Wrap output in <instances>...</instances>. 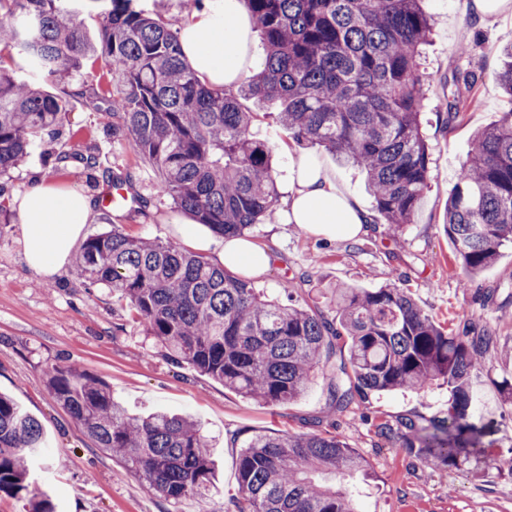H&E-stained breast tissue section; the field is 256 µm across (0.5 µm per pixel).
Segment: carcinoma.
I'll return each mask as SVG.
<instances>
[{
    "label": "carcinoma",
    "mask_w": 512,
    "mask_h": 512,
    "mask_svg": "<svg viewBox=\"0 0 512 512\" xmlns=\"http://www.w3.org/2000/svg\"><path fill=\"white\" fill-rule=\"evenodd\" d=\"M72 0H0V176L24 161L42 135L63 133L68 97L20 78L6 66L24 56L28 71L59 84L101 54L105 81L82 91L109 100L112 138L125 141L161 176L182 212L226 239L243 238L279 201L271 149L250 133L252 113L239 98L277 105L275 119L299 145L321 146L367 178L387 234L411 223L428 188V145L421 127L425 91L420 46L433 19L422 0H246L265 46L260 72L236 90L204 83L183 58L179 32L111 0L99 42L82 31ZM498 73L512 101V44ZM453 96L448 120L477 104L474 79ZM58 168L93 169L92 152L58 154ZM444 229L468 286L512 244V108L478 132L448 196ZM86 287L112 289L147 335L246 398L269 406L299 396L315 372L330 377L337 412L371 393L448 385V413L397 426L381 419L375 434L439 467L472 461L497 467L505 455L487 439L475 383L492 336L467 324L446 330L403 288L346 286L332 292L335 316L262 297L251 279L203 255L118 227L91 236L75 260ZM347 354L330 361L336 343ZM55 398L95 446L123 458L147 488L167 500L202 496L214 459L191 418L157 411L130 415L101 382L77 366H56ZM43 450L39 421L0 393V492L20 495L29 512H55L31 478ZM369 475L365 458L336 434H255L239 459L236 512H358L344 485L314 475Z\"/></svg>",
    "instance_id": "carcinoma-1"
}]
</instances>
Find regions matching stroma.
I'll return each mask as SVG.
<instances>
[{"label":"stroma","mask_w":512,"mask_h":512,"mask_svg":"<svg viewBox=\"0 0 512 512\" xmlns=\"http://www.w3.org/2000/svg\"><path fill=\"white\" fill-rule=\"evenodd\" d=\"M466 0H425L434 19L423 48L421 70L426 100L422 131L429 147V189L411 224L399 237L383 234L381 218L363 173L338 165L322 147L314 154L334 164L336 178L368 214L365 234L331 241L271 213L246 236L275 254L271 267L253 276L256 288L269 298L295 300L331 314L327 291L339 284L362 288L395 285L407 289L419 305L444 326L466 323L488 328L494 340L485 354L477 381L482 421L502 450L512 449V403L498 392L502 379H512V244L497 262L470 286H463L453 245L442 229L448 193L472 147L474 133L508 111L495 78L501 49L512 42V12L472 19ZM470 71L479 105L449 121V103L457 93L455 76ZM244 111L256 113L250 131L268 142L280 194L290 182L289 158L301 153L275 120L274 105L241 99ZM112 123L108 104L93 108L76 95L69 102L61 138L42 137L30 156L10 172L7 187L24 189L34 174L65 186L90 191L87 174L53 166L58 153L97 145L102 170L128 179L135 202L128 209L101 210L83 234L119 228L132 237L178 242L180 216L161 191V176L145 158L115 143L106 130ZM76 364L104 381L115 401L130 413L164 409L193 416L216 442L215 480L205 497L174 503L149 491L122 461L96 448L81 425L51 394L47 380L53 366ZM0 392L13 397L36 417L45 436V456L33 475L53 498L56 512H219L238 495V461L245 442L255 433L334 428L361 454L370 478L354 476L348 485L360 512H512V475L489 470L474 475L469 467L436 468L408 456L399 444L380 439L374 424L410 417L444 415L448 388L431 384L420 391L370 395L364 404L334 414L329 410L328 381L316 375L294 401L267 406L224 388L190 365L171 361L161 345L146 336L125 301L106 287L87 288L73 266L44 278L30 271L23 258L19 219L0 223Z\"/></svg>","instance_id":"stroma-1"}]
</instances>
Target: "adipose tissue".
I'll return each instance as SVG.
<instances>
[{"label":"adipose tissue","mask_w":512,"mask_h":512,"mask_svg":"<svg viewBox=\"0 0 512 512\" xmlns=\"http://www.w3.org/2000/svg\"><path fill=\"white\" fill-rule=\"evenodd\" d=\"M179 36L185 60L210 85L235 89L258 69L254 22L244 0H217L214 7L195 10L182 21ZM290 167V222L331 239H350L362 232L367 222L364 208L345 193L321 160L301 153L292 156ZM11 202L20 218L26 266L41 276L56 275L68 264L93 215L91 197L40 177ZM177 232L209 251L215 265L232 271L260 274L273 259L270 250L243 238L199 237L186 218L179 219Z\"/></svg>","instance_id":"1"}]
</instances>
